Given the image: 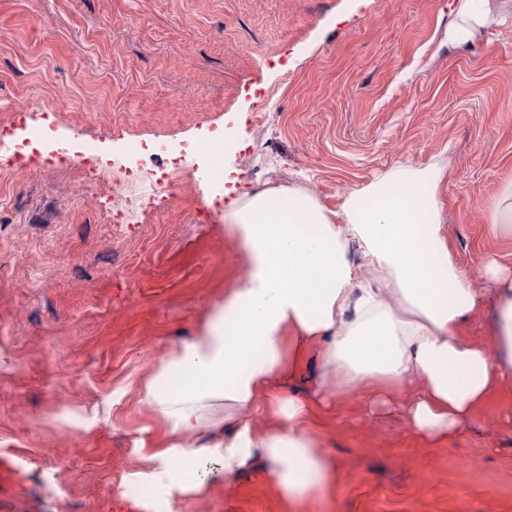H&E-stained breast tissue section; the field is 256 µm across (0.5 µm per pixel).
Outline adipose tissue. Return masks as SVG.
Returning a JSON list of instances; mask_svg holds the SVG:
<instances>
[{
  "mask_svg": "<svg viewBox=\"0 0 512 512\" xmlns=\"http://www.w3.org/2000/svg\"><path fill=\"white\" fill-rule=\"evenodd\" d=\"M447 176L438 161L404 163L350 189L337 210L277 187L225 207L244 271L140 388L168 433L146 478L170 503L206 494L259 453L301 512L339 479L312 430L315 410L397 403L415 432L440 437L512 384V263L455 260L439 199ZM485 288L496 293L491 337L463 340ZM313 362L314 396L274 388ZM188 454L193 468L176 467Z\"/></svg>",
  "mask_w": 512,
  "mask_h": 512,
  "instance_id": "ef3b65f1",
  "label": "adipose tissue"
}]
</instances>
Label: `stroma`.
<instances>
[{
    "label": "stroma",
    "mask_w": 512,
    "mask_h": 512,
    "mask_svg": "<svg viewBox=\"0 0 512 512\" xmlns=\"http://www.w3.org/2000/svg\"><path fill=\"white\" fill-rule=\"evenodd\" d=\"M460 0H0V130L122 161L160 136L233 129L228 180L189 162L162 215L112 221L108 184L42 156L0 167V512H167L144 499L166 426L139 385L240 275L224 191L301 188L326 207L399 163L444 159L448 246L474 268L512 241L484 219L512 180V0L455 43ZM101 110L82 112L84 98ZM267 112L257 138L246 127ZM340 483L321 512H512V397L448 438L346 403L317 430ZM254 457L178 512H293Z\"/></svg>",
    "instance_id": "stroma-1"
}]
</instances>
